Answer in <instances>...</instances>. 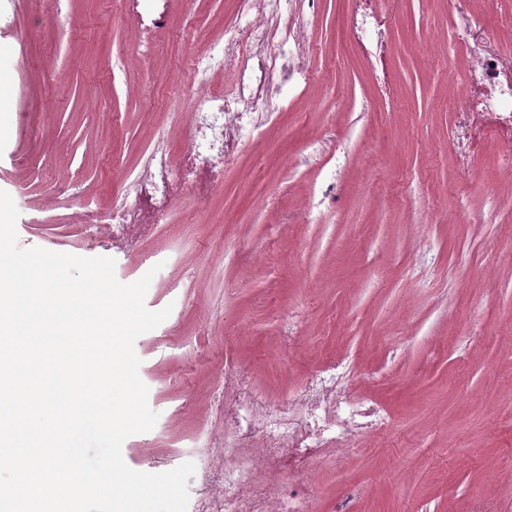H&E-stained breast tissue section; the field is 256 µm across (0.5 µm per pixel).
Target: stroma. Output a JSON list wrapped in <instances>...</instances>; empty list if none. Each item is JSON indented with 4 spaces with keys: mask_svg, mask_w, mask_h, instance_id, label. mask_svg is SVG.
Returning a JSON list of instances; mask_svg holds the SVG:
<instances>
[{
    "mask_svg": "<svg viewBox=\"0 0 512 512\" xmlns=\"http://www.w3.org/2000/svg\"><path fill=\"white\" fill-rule=\"evenodd\" d=\"M312 78L286 90L207 207L174 186L141 241L89 224L152 150L179 157L189 57L222 39L237 0H171L135 41L129 0H0V190L17 245L155 270L171 307L134 349L152 430L125 463L190 461L188 512L220 495L224 364L267 397L334 351L389 430L326 467L316 504L355 512H512V127L463 112L465 44L512 60V0H291ZM372 14L360 44L352 12Z\"/></svg>",
    "mask_w": 512,
    "mask_h": 512,
    "instance_id": "stroma-1",
    "label": "stroma"
}]
</instances>
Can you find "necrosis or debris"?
Wrapping results in <instances>:
<instances>
[{
	"instance_id": "obj_1",
	"label": "necrosis or debris",
	"mask_w": 512,
	"mask_h": 512,
	"mask_svg": "<svg viewBox=\"0 0 512 512\" xmlns=\"http://www.w3.org/2000/svg\"><path fill=\"white\" fill-rule=\"evenodd\" d=\"M287 3L244 0V21L225 24L223 41L195 60L196 95L182 162L154 153L109 210L93 213V223L129 235L142 223L148 202L177 182L187 185L199 204L208 202L212 187L224 179L228 138L241 115L274 114L276 96L303 76L287 47L299 38L301 26L272 23ZM469 54L466 111L512 116V68L497 52L473 46ZM225 67L241 75L228 93L212 81L213 73ZM350 374L339 353L311 370L299 390L271 400L254 390L248 371L225 364L224 488L216 512H314L321 466L349 459L364 434H381L391 425L386 413L352 398Z\"/></svg>"
}]
</instances>
